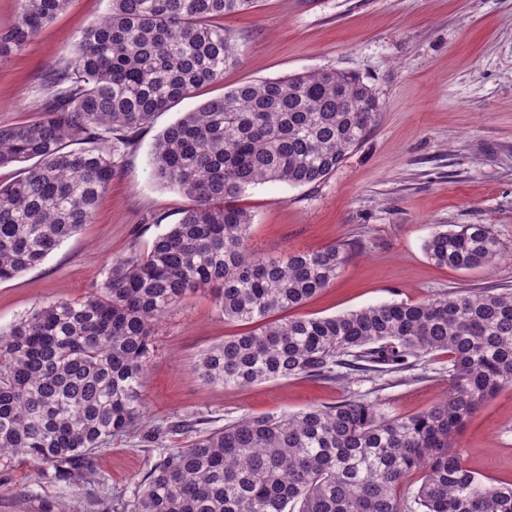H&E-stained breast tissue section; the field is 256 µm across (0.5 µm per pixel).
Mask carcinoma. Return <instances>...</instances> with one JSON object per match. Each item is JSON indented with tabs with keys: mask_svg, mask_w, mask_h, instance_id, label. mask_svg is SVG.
Returning a JSON list of instances; mask_svg holds the SVG:
<instances>
[{
	"mask_svg": "<svg viewBox=\"0 0 512 512\" xmlns=\"http://www.w3.org/2000/svg\"><path fill=\"white\" fill-rule=\"evenodd\" d=\"M257 0H111L45 78L36 119L0 127V282L39 265L92 222L112 181L108 135L152 123L195 89L223 81L241 51L224 17ZM68 0H18L0 58L24 49ZM381 103L352 72L310 71L244 83L184 113L156 139V177L191 201L143 254L112 264L80 301L41 305L0 332V458L28 461L60 488L94 474L96 455L144 417L147 358L159 318L214 286L224 319L246 330L195 367L206 386L337 369L399 371L448 354V390L430 408L387 416L346 399L282 416H246L166 448L126 512H512V483L469 469L457 439L512 389V291L471 290L333 316L294 315L328 288L345 245L269 259L249 244L236 205L267 181L315 184L377 121ZM440 266L471 270L500 253L485 224L439 225L424 244ZM419 475L412 495L407 479Z\"/></svg>",
	"mask_w": 512,
	"mask_h": 512,
	"instance_id": "obj_1",
	"label": "carcinoma"
}]
</instances>
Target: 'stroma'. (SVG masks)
<instances>
[{"label":"stroma","instance_id":"1","mask_svg":"<svg viewBox=\"0 0 512 512\" xmlns=\"http://www.w3.org/2000/svg\"><path fill=\"white\" fill-rule=\"evenodd\" d=\"M110 5L70 0L23 51L0 60V126L37 117L45 75L68 62L73 39ZM224 27L246 45L240 63L223 82L158 113L113 152L112 182L92 223L40 265L0 282V330L42 303L83 299L113 262L146 251L180 222L190 202L156 177L152 163L157 136L179 116L227 87L314 70L358 74L382 109L360 145L320 182H266L238 199L253 216L250 244L262 256L345 244L336 279L300 314L512 288V0H259L252 11L225 17ZM439 224L487 225L500 256L467 272L435 265L423 244ZM240 331L225 320L210 288L189 293L157 324L143 423L99 453L94 477L79 491L44 483L20 459L0 460V512H39L45 499L66 501L72 512H101V497L111 512H124L163 449L241 417L354 398L389 415H413L448 387L442 352L421 356L403 372L202 385L194 373L202 355ZM457 443L469 468L512 481V390L481 407Z\"/></svg>","mask_w":512,"mask_h":512}]
</instances>
